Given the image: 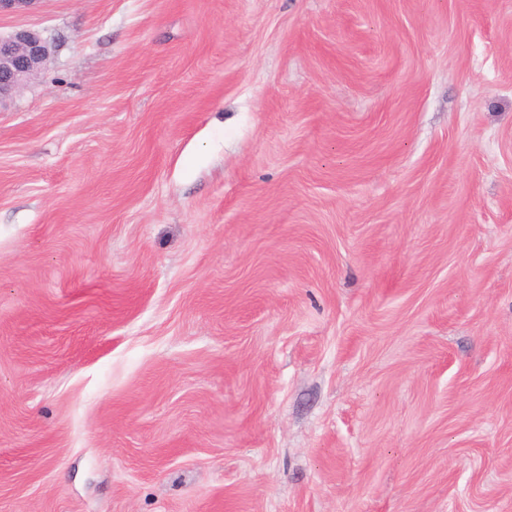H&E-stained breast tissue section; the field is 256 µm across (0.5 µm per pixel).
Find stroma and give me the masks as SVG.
Returning <instances> with one entry per match:
<instances>
[{
    "mask_svg": "<svg viewBox=\"0 0 512 512\" xmlns=\"http://www.w3.org/2000/svg\"><path fill=\"white\" fill-rule=\"evenodd\" d=\"M22 27L0 512H512V0Z\"/></svg>",
    "mask_w": 512,
    "mask_h": 512,
    "instance_id": "obj_1",
    "label": "stroma"
}]
</instances>
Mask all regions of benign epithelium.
I'll return each instance as SVG.
<instances>
[{
    "label": "benign epithelium",
    "instance_id": "obj_1",
    "mask_svg": "<svg viewBox=\"0 0 512 512\" xmlns=\"http://www.w3.org/2000/svg\"><path fill=\"white\" fill-rule=\"evenodd\" d=\"M49 54V41L34 29L0 35V101L14 93L23 76L37 72Z\"/></svg>",
    "mask_w": 512,
    "mask_h": 512
}]
</instances>
